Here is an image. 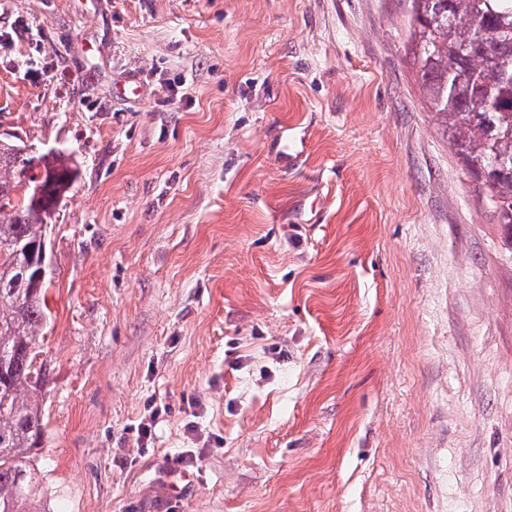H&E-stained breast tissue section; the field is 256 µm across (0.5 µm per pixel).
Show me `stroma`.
<instances>
[{
  "label": "stroma",
  "instance_id": "obj_1",
  "mask_svg": "<svg viewBox=\"0 0 512 512\" xmlns=\"http://www.w3.org/2000/svg\"><path fill=\"white\" fill-rule=\"evenodd\" d=\"M400 20L0 0V133L77 167L35 512H512V249Z\"/></svg>",
  "mask_w": 512,
  "mask_h": 512
}]
</instances>
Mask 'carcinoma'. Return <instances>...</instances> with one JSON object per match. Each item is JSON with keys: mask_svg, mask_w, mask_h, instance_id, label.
Returning <instances> with one entry per match:
<instances>
[{"mask_svg": "<svg viewBox=\"0 0 512 512\" xmlns=\"http://www.w3.org/2000/svg\"><path fill=\"white\" fill-rule=\"evenodd\" d=\"M400 25L405 44H422L413 64L424 103L464 170L475 179L495 170L478 193L512 247V0H408ZM35 160L21 138L0 142V512H27L30 451L43 436L33 361L48 308L28 251L44 236L46 209L33 187L63 193L75 177L68 157L43 172Z\"/></svg>", "mask_w": 512, "mask_h": 512, "instance_id": "obj_1", "label": "carcinoma"}]
</instances>
